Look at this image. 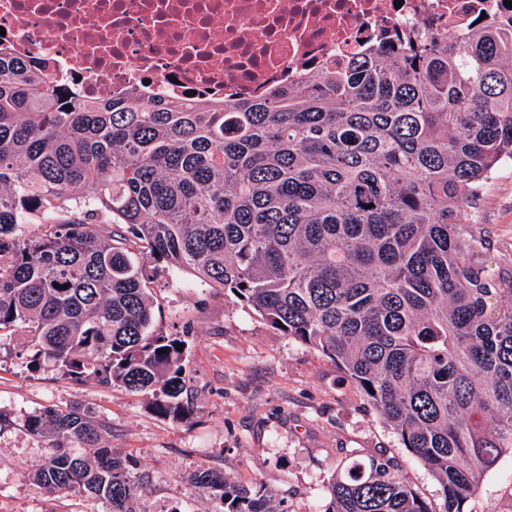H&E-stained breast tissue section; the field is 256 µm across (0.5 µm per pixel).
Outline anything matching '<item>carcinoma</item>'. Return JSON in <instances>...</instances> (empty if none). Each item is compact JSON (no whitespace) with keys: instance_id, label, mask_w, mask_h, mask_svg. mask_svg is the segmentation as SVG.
I'll list each match as a JSON object with an SVG mask.
<instances>
[{"instance_id":"obj_1","label":"carcinoma","mask_w":512,"mask_h":512,"mask_svg":"<svg viewBox=\"0 0 512 512\" xmlns=\"http://www.w3.org/2000/svg\"><path fill=\"white\" fill-rule=\"evenodd\" d=\"M459 44L406 37L269 96L85 99L0 51V336L28 365L152 396L183 421L186 341L152 331L159 268L191 272L356 385L464 512L512 453V268L474 203L512 161V12ZM41 225L36 236L18 232ZM166 352H160V349ZM50 493L139 512L136 463L85 409L24 419ZM220 512H288L210 471ZM323 512H436L382 457L344 466Z\"/></svg>"}]
</instances>
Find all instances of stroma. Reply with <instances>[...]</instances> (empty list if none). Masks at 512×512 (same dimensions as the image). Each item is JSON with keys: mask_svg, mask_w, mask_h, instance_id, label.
<instances>
[{"mask_svg": "<svg viewBox=\"0 0 512 512\" xmlns=\"http://www.w3.org/2000/svg\"><path fill=\"white\" fill-rule=\"evenodd\" d=\"M478 211L497 262L512 265V165L498 170ZM153 295L154 330L188 344L183 398L194 409L191 418L159 417L148 395L76 383L52 366L30 372L18 341L2 338L0 409L19 423L0 432V512H107L102 500L51 494L28 479L48 448L20 420L49 407H81L110 421L114 451L137 463L141 512H216L217 500L193 480L204 470L242 485L263 482L288 512H322L327 486L343 465L381 454L441 512L435 476L327 357L186 271L163 272ZM465 509L512 512L511 456L483 478Z\"/></svg>", "mask_w": 512, "mask_h": 512, "instance_id": "35a3bbf8", "label": "stroma"}]
</instances>
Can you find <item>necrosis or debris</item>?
Segmentation results:
<instances>
[{
  "label": "necrosis or debris",
  "instance_id": "4bbe7bcc",
  "mask_svg": "<svg viewBox=\"0 0 512 512\" xmlns=\"http://www.w3.org/2000/svg\"><path fill=\"white\" fill-rule=\"evenodd\" d=\"M496 0H0L1 43L92 101H249L395 33L469 37Z\"/></svg>",
  "mask_w": 512,
  "mask_h": 512
}]
</instances>
